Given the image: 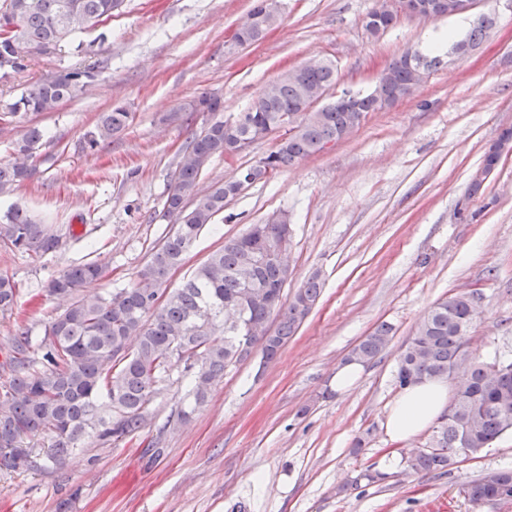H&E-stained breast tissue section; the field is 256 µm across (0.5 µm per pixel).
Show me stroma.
Returning <instances> with one entry per match:
<instances>
[{"mask_svg": "<svg viewBox=\"0 0 512 512\" xmlns=\"http://www.w3.org/2000/svg\"><path fill=\"white\" fill-rule=\"evenodd\" d=\"M253 4L124 0L108 20L0 80L1 108L47 74L99 72L54 111L0 123L2 163L29 126L45 133L35 175L0 195V214L22 207L59 237L39 258L0 247V274L18 288L13 314L0 315V363L17 326L40 337L62 312L63 301L46 292L50 280L99 261L106 275L88 292L111 296L171 233L163 215L170 179L209 119L179 118L198 95L219 97L231 119L282 72L314 59L336 64V91L368 92L393 58L430 47L458 22L403 17L372 38L362 20L376 0H281L261 40L230 46ZM476 9L499 21L471 56L444 58L413 95L370 113L348 138L245 187L171 272L169 287H179L225 239L287 214L285 295L316 270L325 286L279 357L265 365L256 354L227 368L188 422H168L186 393L180 382L152 401L146 427L132 437L110 446L86 437L83 452L57 470H0V512H475L462 488L486 471L512 469V433L444 475H408L398 465L382 484L353 490L348 482L384 455L401 459L428 441L423 434L391 444L383 421L399 392V354L436 301L474 293L473 347L484 359L512 355V154L483 198L466 199L484 152L512 129V9L503 0H478ZM115 104L132 112V123L89 148L87 133ZM276 144L271 136L214 158L200 190ZM383 322L393 327L385 351L336 392L331 380L343 358Z\"/></svg>", "mask_w": 512, "mask_h": 512, "instance_id": "stroma-1", "label": "stroma"}]
</instances>
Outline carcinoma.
Segmentation results:
<instances>
[{
	"label": "carcinoma",
	"mask_w": 512,
	"mask_h": 512,
	"mask_svg": "<svg viewBox=\"0 0 512 512\" xmlns=\"http://www.w3.org/2000/svg\"><path fill=\"white\" fill-rule=\"evenodd\" d=\"M123 0H0V68L9 74L26 67L35 54L53 51L67 37L112 16ZM17 20V28L9 27ZM497 23L487 13L474 23L463 42L476 48ZM375 94H360V112L332 107L305 108L313 95L330 89L337 80L336 66L321 61L292 79L284 74L271 82L234 121L217 116L220 100L203 93L185 117L214 115L193 135L174 171L164 204L176 227L154 248L134 279L110 297L84 295L100 280L105 266L97 261L72 265L48 285V294L67 301L63 312L46 326L41 358L29 356L31 336L21 326L14 336L7 361L10 378L0 395V469L43 467L23 448L26 437L44 436L50 442L48 460L57 467L83 450L85 437L94 434L102 444L116 443L139 433L150 415L151 401L178 382L173 371L190 380L177 420L187 421L208 402L211 389L224 378L225 369L260 353L262 361L275 360L318 303L324 280L315 271L292 297L283 288L290 276L273 250L282 236L280 224H253L239 236L224 240L181 287L169 289L172 270L204 228L239 195L238 175L201 193L198 179L215 156L242 152V142L254 143L273 134L275 150L248 166L251 182L267 180L296 162L319 153L340 138L354 116H366L411 96L414 81L405 55L394 58ZM94 68L56 72L8 103L0 121L11 123L30 114L50 112L65 99L96 80ZM131 113L114 106L100 115L87 137L93 149L112 139L130 122ZM44 132L28 128L14 144V161L0 163V194L29 179L35 171ZM0 243L36 256L54 251L58 236L48 224L34 221L14 207L0 216ZM17 288L0 275V313L13 312ZM473 295L456 293L435 302L401 351L395 375L399 387L425 380L448 379V363L468 361L466 398L453 416H441L427 445L405 460L410 473L446 474L462 444L476 455L501 435L512 432V358L494 353L480 360L466 347L472 325ZM271 321V335L251 336L250 322ZM392 326L379 324L356 344L345 362L366 364L387 347ZM389 474L369 466L354 485L380 483ZM467 499L499 502L512 499V470L498 469L469 481Z\"/></svg>",
	"instance_id": "obj_1"
}]
</instances>
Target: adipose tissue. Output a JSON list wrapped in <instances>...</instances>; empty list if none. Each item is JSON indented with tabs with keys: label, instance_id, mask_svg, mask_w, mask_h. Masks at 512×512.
Wrapping results in <instances>:
<instances>
[{
	"label": "adipose tissue",
	"instance_id": "ef3b65f1",
	"mask_svg": "<svg viewBox=\"0 0 512 512\" xmlns=\"http://www.w3.org/2000/svg\"><path fill=\"white\" fill-rule=\"evenodd\" d=\"M447 406L446 381L428 380L402 389L383 423L387 439L394 444L411 440L432 426Z\"/></svg>",
	"mask_w": 512,
	"mask_h": 512
}]
</instances>
